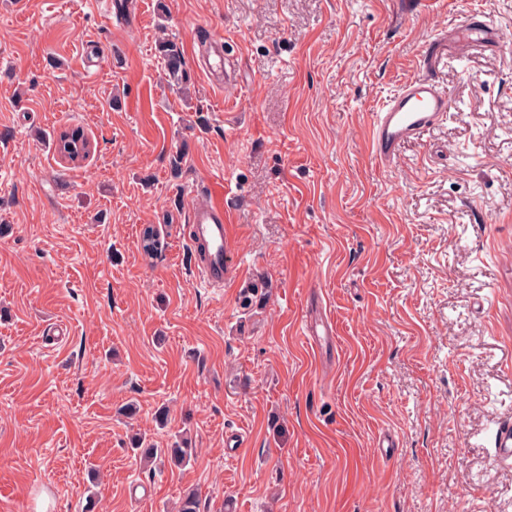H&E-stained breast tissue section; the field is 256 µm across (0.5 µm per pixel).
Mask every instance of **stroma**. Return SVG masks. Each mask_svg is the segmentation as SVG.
Listing matches in <instances>:
<instances>
[{"label":"stroma","instance_id":"stroma-1","mask_svg":"<svg viewBox=\"0 0 512 512\" xmlns=\"http://www.w3.org/2000/svg\"><path fill=\"white\" fill-rule=\"evenodd\" d=\"M473 12L512 34V0H0V512H512V47L460 50ZM213 34L221 85L191 54ZM426 47L450 112L379 165L372 114ZM202 184L221 288L190 263ZM138 434L190 464L144 465ZM189 207V238L196 246L204 244V260L198 261V274L205 288L224 287L229 275L226 243L229 237V220L224 211L222 191L217 186L192 193ZM307 336H310L313 342L318 346L320 343V336L327 342H335L336 328L333 321L327 316L323 315L319 310L318 316L306 323ZM497 458L500 462H512V421L499 425L495 435Z\"/></svg>","mask_w":512,"mask_h":512}]
</instances>
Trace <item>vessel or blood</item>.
Here are the masks:
<instances>
[{
	"mask_svg": "<svg viewBox=\"0 0 512 512\" xmlns=\"http://www.w3.org/2000/svg\"><path fill=\"white\" fill-rule=\"evenodd\" d=\"M453 37L465 50L474 52H492L503 43L501 27L480 13L471 14L464 25L455 29ZM223 44V36H212L207 52L197 58L198 67L209 78H217L223 71ZM450 107L448 91L430 71H423L404 82L372 115L369 145L376 162L392 164L402 146L420 141L426 132L446 118ZM229 233V220L219 188L211 186L193 192L188 234L193 244L206 247L198 271L204 287H223L229 275L226 248ZM306 332L312 340L323 339L331 343L335 340L336 328L329 317L320 315L307 323ZM495 446L500 462H512V421L499 425Z\"/></svg>",
	"mask_w": 512,
	"mask_h": 512,
	"instance_id": "1",
	"label": "vessel or blood"
}]
</instances>
